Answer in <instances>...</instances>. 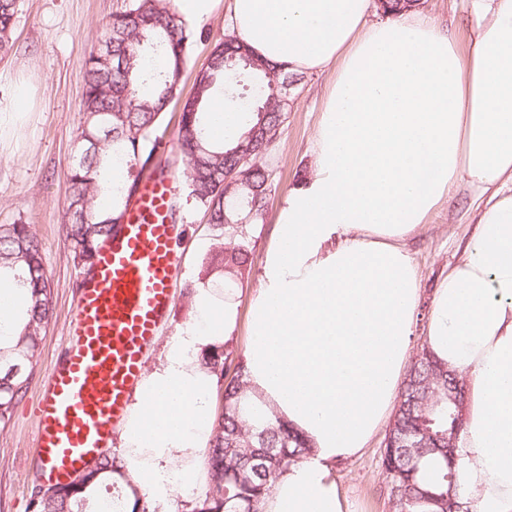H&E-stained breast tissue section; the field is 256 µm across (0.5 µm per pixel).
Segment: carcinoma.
<instances>
[{"label":"carcinoma","mask_w":512,"mask_h":512,"mask_svg":"<svg viewBox=\"0 0 512 512\" xmlns=\"http://www.w3.org/2000/svg\"><path fill=\"white\" fill-rule=\"evenodd\" d=\"M382 13L417 8L420 0H378ZM21 0H0V57L11 53L12 29ZM99 47L86 60L82 99L84 124L68 172L69 201L63 230L73 261L91 267L100 245L125 215L161 140L159 131L171 104L181 96V81L188 65L191 35L176 13L172 0H125L112 15ZM167 60L163 70L152 66ZM299 75L255 58L234 36L214 44L205 74L195 78L193 93L185 100L176 135L177 150L185 166L181 191L194 199L209 223L225 224V204L244 199L240 216L249 223L264 221L272 191L270 173L258 158L276 149L279 130L291 109L284 85ZM248 82L247 101L241 106L243 132L225 139L209 134L211 98L228 85L237 89ZM108 119L112 137L102 133L98 117ZM102 140L90 154L86 144ZM126 167L128 180L117 190L120 205L106 212L94 208V199L106 189L113 164ZM248 184L228 190L224 172ZM248 242L219 247L205 259L210 271H230L249 261ZM12 278L29 293L26 317L15 342L0 347V381L9 392L0 395V423L6 424L15 405L25 396L32 360L42 332L52 318L51 288L44 256L30 225H0V280ZM22 366L13 377L11 369ZM464 397V383L421 351L415 357L400 392V404L380 449L388 500L394 512H466L458 494H449L456 476L450 441L461 435L456 401ZM309 452L304 437L271 418L250 399L242 367L224 388V412L217 420L207 454L209 485L192 512H260L284 467ZM120 465L101 458L79 484L56 486L49 496L34 501L36 512H99V490L112 487L122 475Z\"/></svg>","instance_id":"obj_1"}]
</instances>
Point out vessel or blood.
<instances>
[{
    "instance_id": "1",
    "label": "vessel or blood",
    "mask_w": 512,
    "mask_h": 512,
    "mask_svg": "<svg viewBox=\"0 0 512 512\" xmlns=\"http://www.w3.org/2000/svg\"><path fill=\"white\" fill-rule=\"evenodd\" d=\"M176 191L171 178L143 183L81 278L65 344L40 387L41 482L64 483L92 462L133 405L146 356L175 301L182 227L169 203Z\"/></svg>"
}]
</instances>
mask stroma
Masks as SVG:
<instances>
[{"instance_id":"obj_1","label":"stroma","mask_w":512,"mask_h":512,"mask_svg":"<svg viewBox=\"0 0 512 512\" xmlns=\"http://www.w3.org/2000/svg\"><path fill=\"white\" fill-rule=\"evenodd\" d=\"M123 4L124 0H23L13 31L14 49L0 59V100L11 98L21 79L33 90L29 112L0 132V225L29 224L39 239L53 308L26 396L16 405L10 421L0 425V512H33L32 500L42 487L26 456L35 448L40 383L64 341L66 325L76 308L81 269L68 249L62 216L69 194L68 170L83 123L85 59ZM421 10L448 28L460 49L468 48L470 22L465 0H423ZM190 30L194 44L183 77L187 95L207 62L212 44L224 37V18L215 16L191 25ZM331 80L328 71L306 75L291 92L292 108L280 129L277 149L268 160L274 185L266 219L247 227L250 259L246 266L224 276L206 271L203 257L216 246L237 243L238 237L231 226L209 224L194 199L177 195L178 221L187 230L179 245L175 303L169 324L148 354L146 370L158 365L166 343L188 321L199 288L219 294L227 288L236 289L240 321L237 337L226 346L225 353L233 362H241L250 335L251 300L259 286L266 251L274 242L278 210L300 174L310 168L311 143ZM468 208L467 194L458 192L407 240L406 249L417 268L423 295H430L466 244ZM384 439V433H377L360 457L336 469L350 512H391L379 464Z\"/></svg>"}]
</instances>
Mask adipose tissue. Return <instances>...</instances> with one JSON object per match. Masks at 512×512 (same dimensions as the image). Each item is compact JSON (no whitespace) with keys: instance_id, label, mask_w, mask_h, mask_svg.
I'll use <instances>...</instances> for the list:
<instances>
[{"instance_id":"obj_1","label":"adipose tissue","mask_w":512,"mask_h":512,"mask_svg":"<svg viewBox=\"0 0 512 512\" xmlns=\"http://www.w3.org/2000/svg\"><path fill=\"white\" fill-rule=\"evenodd\" d=\"M173 5L189 22L223 13L260 60L333 73L250 307L247 394L310 445L262 512H347L335 467L391 418L411 355L421 290L405 243L462 188L471 236L433 291L422 346L467 381L455 454L468 512H512V0H467L464 55L419 10L371 20V0ZM238 316L234 289L199 290L143 375L123 426L124 495L163 507L206 490L218 376L203 357Z\"/></svg>"}]
</instances>
